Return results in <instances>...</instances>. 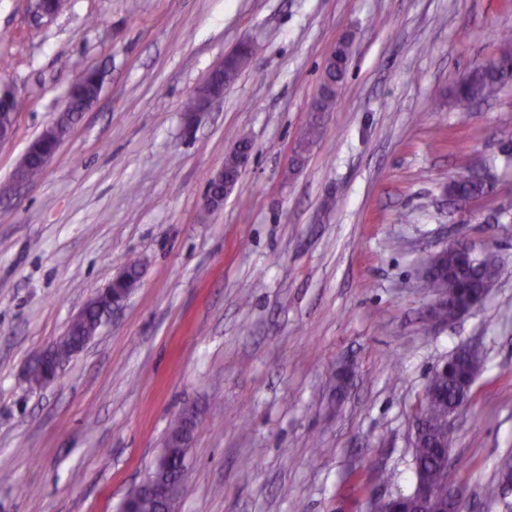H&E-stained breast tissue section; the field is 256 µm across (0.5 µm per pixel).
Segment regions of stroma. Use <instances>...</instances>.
Returning a JSON list of instances; mask_svg holds the SVG:
<instances>
[{
    "label": "stroma",
    "mask_w": 512,
    "mask_h": 512,
    "mask_svg": "<svg viewBox=\"0 0 512 512\" xmlns=\"http://www.w3.org/2000/svg\"><path fill=\"white\" fill-rule=\"evenodd\" d=\"M512 0H0V83L25 107L0 143V512H117L170 422L194 409L174 512H364L413 484L415 406L459 346L484 365L451 427L466 512L512 456V83L459 112L448 91L498 55ZM353 56L325 137L292 150L344 35ZM242 40L250 67L187 124L193 88ZM88 70L101 93L41 177L28 145ZM253 151L222 207L210 178ZM466 169L492 195H444ZM497 253L485 304L427 315L425 259ZM131 298L49 386L29 364L128 259ZM349 368L344 393L336 374Z\"/></svg>",
    "instance_id": "obj_1"
}]
</instances>
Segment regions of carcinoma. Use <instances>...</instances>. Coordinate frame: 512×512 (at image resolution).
<instances>
[{
    "label": "carcinoma",
    "mask_w": 512,
    "mask_h": 512,
    "mask_svg": "<svg viewBox=\"0 0 512 512\" xmlns=\"http://www.w3.org/2000/svg\"><path fill=\"white\" fill-rule=\"evenodd\" d=\"M498 39L505 45L501 55L487 63L471 68L450 90L454 106L461 112H468L472 106L484 100L494 98L497 93L512 81V32H501ZM352 40L346 38L339 42L323 69L320 86V100L314 115L307 124L303 135L295 146L297 157H303L318 140L324 137L321 126V114L332 110L339 89L345 80L351 58ZM255 51L238 52L228 57L230 71L239 75L246 69ZM100 92V85L89 83L82 88L79 98L68 112V120L74 121L86 105L92 103ZM62 126L53 124L47 127L32 142L35 149L28 150L22 156L15 169L14 177L32 181L43 171L41 153L47 147H55L61 138ZM484 184L477 180L474 171L459 173L448 183V197L456 201H470L483 196ZM462 255L455 249L448 250L445 258L446 274L434 276L426 285L434 290L448 294L450 300H465L464 291L469 289L481 296L492 287L500 275V266L495 254L485 251L469 256L468 266L461 267ZM101 325V308L95 302L85 306L82 319L68 328L65 336L57 343L59 352L67 353L81 344L86 337L95 335ZM483 358L480 354L461 353L454 363L448 365V371L433 373L429 376L426 388L441 393V398L421 408L424 415L425 431L421 439L422 446L413 449L415 473L434 483L437 488L436 500L424 506L426 512H442L441 504L448 499V480L443 472L440 458L428 447L430 438H443L448 434V411L454 408L465 396L472 395V386L481 371Z\"/></svg>",
    "instance_id": "cac0c4a2"
}]
</instances>
